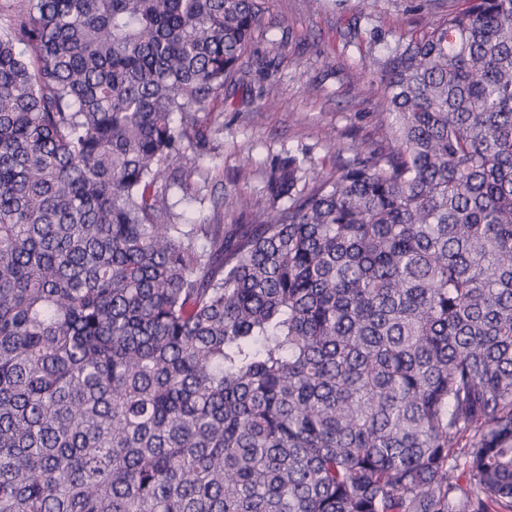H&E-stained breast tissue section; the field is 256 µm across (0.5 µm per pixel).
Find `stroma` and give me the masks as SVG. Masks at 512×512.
<instances>
[{
    "label": "stroma",
    "mask_w": 512,
    "mask_h": 512,
    "mask_svg": "<svg viewBox=\"0 0 512 512\" xmlns=\"http://www.w3.org/2000/svg\"><path fill=\"white\" fill-rule=\"evenodd\" d=\"M443 0H271L254 46L271 64L213 103L210 145L156 183L175 224H252L272 168L306 158L331 177L379 138L375 61L419 37Z\"/></svg>",
    "instance_id": "35a3bbf8"
}]
</instances>
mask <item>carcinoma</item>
Masks as SVG:
<instances>
[{
  "label": "carcinoma",
  "mask_w": 512,
  "mask_h": 512,
  "mask_svg": "<svg viewBox=\"0 0 512 512\" xmlns=\"http://www.w3.org/2000/svg\"><path fill=\"white\" fill-rule=\"evenodd\" d=\"M454 2L378 59L379 141L226 230L154 186L269 0H16L0 512H512V0Z\"/></svg>",
  "instance_id": "cac0c4a2"
}]
</instances>
